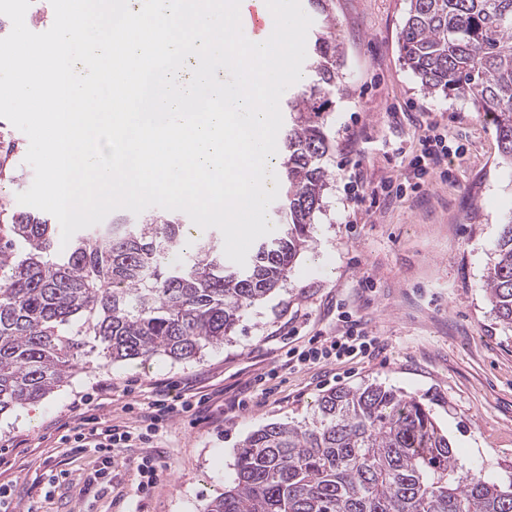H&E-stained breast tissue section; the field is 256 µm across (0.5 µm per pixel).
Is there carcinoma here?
<instances>
[{"instance_id": "obj_1", "label": "carcinoma", "mask_w": 512, "mask_h": 512, "mask_svg": "<svg viewBox=\"0 0 512 512\" xmlns=\"http://www.w3.org/2000/svg\"><path fill=\"white\" fill-rule=\"evenodd\" d=\"M399 47L425 93L466 100L494 125L500 164L512 167V0H409ZM341 55L330 32L313 34V85L284 108L285 223L242 267L224 266L210 238L185 247L184 215H117L60 252L57 225L0 210V411L44 398L93 353L192 360L232 336L312 241ZM485 282L512 326V216ZM205 512H512V488L459 466L416 398L370 384L327 392L310 424L249 434L234 485Z\"/></svg>"}]
</instances>
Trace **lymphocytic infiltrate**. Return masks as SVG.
I'll list each match as a JSON object with an SVG mask.
<instances>
[{"instance_id": "obj_1", "label": "lymphocytic infiltrate", "mask_w": 512, "mask_h": 512, "mask_svg": "<svg viewBox=\"0 0 512 512\" xmlns=\"http://www.w3.org/2000/svg\"><path fill=\"white\" fill-rule=\"evenodd\" d=\"M415 124L419 134L410 161L413 178L421 184L435 176L447 179L448 163L455 155L448 141L447 129L423 114L416 117ZM346 176L349 186L354 189L352 200L356 205L378 209L389 206L404 196L403 183L392 178L377 184L371 183L360 166L350 167ZM337 320L334 335L318 333L309 338L304 349L289 348V367L325 366L344 358H365L373 355L376 339L370 336L359 320L353 319L345 311L338 312ZM194 408V403L190 401L180 402L167 398L154 400L141 412L140 426L135 431L126 426L109 424L105 418L96 414H83L79 417L78 426L72 429L73 441L78 447L91 448L100 454L102 467L97 476L101 479L110 478L116 451L142 445L143 452L136 463L140 477L137 491L145 495L155 487L158 478V461L153 448L155 437L175 416L190 412Z\"/></svg>"}]
</instances>
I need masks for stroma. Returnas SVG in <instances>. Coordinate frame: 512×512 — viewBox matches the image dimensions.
<instances>
[{"label": "stroma", "mask_w": 512, "mask_h": 512, "mask_svg": "<svg viewBox=\"0 0 512 512\" xmlns=\"http://www.w3.org/2000/svg\"><path fill=\"white\" fill-rule=\"evenodd\" d=\"M406 0H332L328 26L342 48L343 89L332 98L324 160L331 179L313 240L286 280L246 308L230 340L196 361L155 357L105 363L90 359L39 402L0 413V483L19 512H203L236 478L235 451L271 423H311L319 398L371 383L419 400L447 435L459 464L512 483V327L496 318L482 276L504 220L512 215V168L499 162L492 126L460 99L425 94L401 57ZM421 112L465 143L448 180H434L376 212L349 207L341 164L361 163L372 179L408 172ZM29 141L0 118V153L22 164L17 181H0V204L20 210L18 193L34 180ZM404 154H396V147ZM344 305L379 342V353L320 368L282 366L289 331L298 341L334 333ZM277 376L255 379L269 370ZM107 383L111 392L99 391ZM206 399V417L173 418L161 438L156 487L138 497L139 449L122 450L104 494L87 482L96 453L67 447L75 403L133 426L159 392ZM133 412H125L126 404Z\"/></svg>", "instance_id": "1"}]
</instances>
